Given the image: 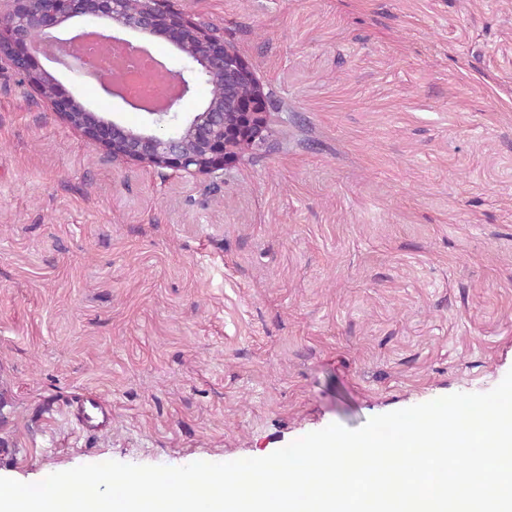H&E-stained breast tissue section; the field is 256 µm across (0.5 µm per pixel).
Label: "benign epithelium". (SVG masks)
<instances>
[{
    "instance_id": "benign-epithelium-1",
    "label": "benign epithelium",
    "mask_w": 512,
    "mask_h": 512,
    "mask_svg": "<svg viewBox=\"0 0 512 512\" xmlns=\"http://www.w3.org/2000/svg\"><path fill=\"white\" fill-rule=\"evenodd\" d=\"M73 18H86L96 27L122 29L135 34L160 36L171 43L183 67L170 70L179 94L163 108L142 107L136 100L106 92L142 112L140 127L130 128L82 105L51 71L36 65L59 45L53 31ZM23 76L31 89L85 141L106 151L114 161L139 162L157 169L189 174H213L224 169L243 151L258 147L268 137L271 104L263 82L230 44L200 23L173 11L168 0H0V61ZM228 73L247 93H235L229 110L211 103L187 117L175 108L203 81Z\"/></svg>"
}]
</instances>
